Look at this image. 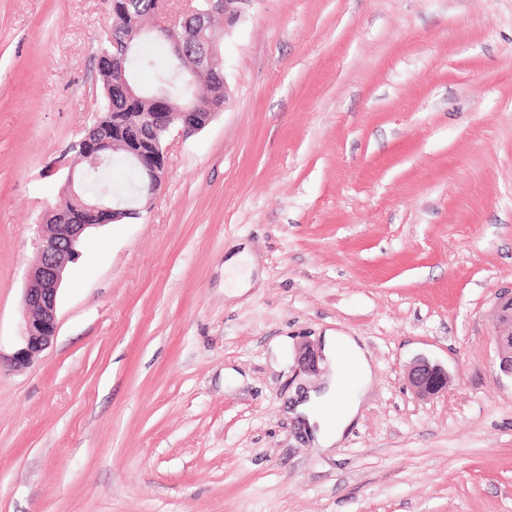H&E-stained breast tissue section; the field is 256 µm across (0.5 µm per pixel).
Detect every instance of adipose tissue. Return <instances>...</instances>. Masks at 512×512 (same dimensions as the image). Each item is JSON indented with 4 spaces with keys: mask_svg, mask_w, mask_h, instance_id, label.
<instances>
[{
    "mask_svg": "<svg viewBox=\"0 0 512 512\" xmlns=\"http://www.w3.org/2000/svg\"><path fill=\"white\" fill-rule=\"evenodd\" d=\"M323 348L339 361L334 375L322 391L310 393L289 410L316 448H329L341 440L358 415L372 381L371 363L354 337L328 333Z\"/></svg>",
    "mask_w": 512,
    "mask_h": 512,
    "instance_id": "obj_1",
    "label": "adipose tissue"
}]
</instances>
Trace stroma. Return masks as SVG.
Wrapping results in <instances>:
<instances>
[{
  "mask_svg": "<svg viewBox=\"0 0 512 512\" xmlns=\"http://www.w3.org/2000/svg\"><path fill=\"white\" fill-rule=\"evenodd\" d=\"M112 0H0V512H512V0H251L230 89L171 131L140 216L92 230L29 365L31 226L103 105ZM247 247L261 276L224 290ZM374 383L312 448L326 331ZM443 366L417 397L406 370ZM497 318L502 330L496 336L500 371L512 378V291L500 295L497 302ZM408 386L419 397L438 395L448 389V372L439 364L418 360L407 370Z\"/></svg>",
  "mask_w": 512,
  "mask_h": 512,
  "instance_id": "stroma-1",
  "label": "stroma"
}]
</instances>
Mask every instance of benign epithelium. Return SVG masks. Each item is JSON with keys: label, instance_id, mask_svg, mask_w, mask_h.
Instances as JSON below:
<instances>
[{"label": "benign epithelium", "instance_id": "obj_1", "mask_svg": "<svg viewBox=\"0 0 512 512\" xmlns=\"http://www.w3.org/2000/svg\"><path fill=\"white\" fill-rule=\"evenodd\" d=\"M156 0L154 18L161 24L148 25L131 22L123 33L107 35L112 51L98 57V68L106 73L120 74L118 83L123 98L130 106H137L145 99L153 103L154 111L146 113V127L160 134L155 138L127 124L120 112L112 113V125L89 127L84 135L71 144L82 169H95L106 162L117 148H123L139 167L142 189L137 199H151L159 189L166 172L164 142L169 131L178 126L185 136L206 128L224 110L216 99L206 102L194 97L184 99V104L173 107L170 94L163 85L145 88L134 79L125 77L131 42L147 33H167L179 26L189 27L206 43V57L221 59L220 47L226 33L239 21L242 5L249 0H207L203 7L200 0ZM173 61L179 73L186 77V84H195L198 67L190 60L180 42L174 43ZM67 192L74 199L70 206L49 210L45 223L33 228L32 244L37 260L28 274L24 291V322L22 347L11 358L15 365H25L42 352L54 339L57 323V298L69 263L78 256L77 246L93 228L116 223L124 218L140 215V209L129 202L114 200L106 195L90 196L85 193L74 168H69ZM497 318L502 330L496 336L500 371L512 378V291L500 295ZM408 386L419 397H430L448 390V371L439 364L418 360L407 370Z\"/></svg>", "mask_w": 512, "mask_h": 512}]
</instances>
